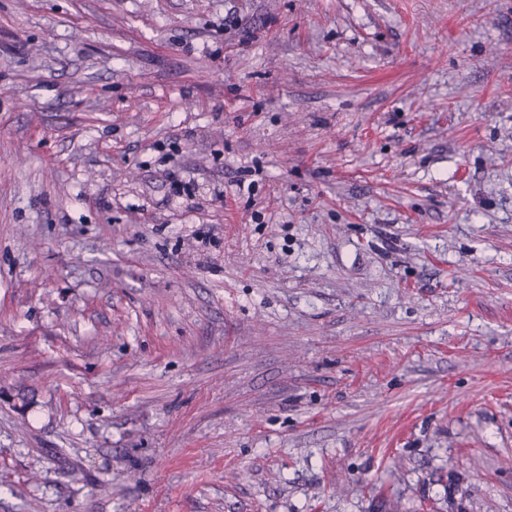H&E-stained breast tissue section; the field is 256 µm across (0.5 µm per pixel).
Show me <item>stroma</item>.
Wrapping results in <instances>:
<instances>
[{
	"mask_svg": "<svg viewBox=\"0 0 512 512\" xmlns=\"http://www.w3.org/2000/svg\"><path fill=\"white\" fill-rule=\"evenodd\" d=\"M0 512H512V0H0Z\"/></svg>",
	"mask_w": 512,
	"mask_h": 512,
	"instance_id": "stroma-1",
	"label": "stroma"
}]
</instances>
